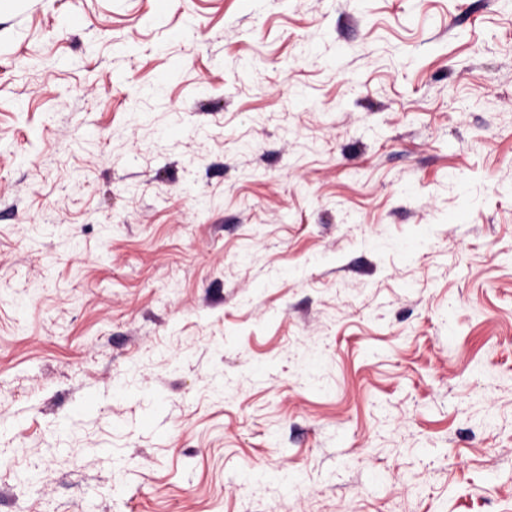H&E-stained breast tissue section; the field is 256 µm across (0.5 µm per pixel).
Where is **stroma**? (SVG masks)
I'll list each match as a JSON object with an SVG mask.
<instances>
[{
  "label": "stroma",
  "mask_w": 512,
  "mask_h": 512,
  "mask_svg": "<svg viewBox=\"0 0 512 512\" xmlns=\"http://www.w3.org/2000/svg\"><path fill=\"white\" fill-rule=\"evenodd\" d=\"M0 512H512V0H0Z\"/></svg>",
  "instance_id": "obj_1"
}]
</instances>
